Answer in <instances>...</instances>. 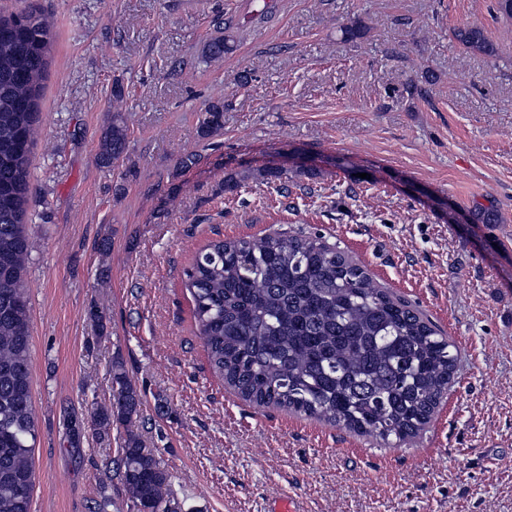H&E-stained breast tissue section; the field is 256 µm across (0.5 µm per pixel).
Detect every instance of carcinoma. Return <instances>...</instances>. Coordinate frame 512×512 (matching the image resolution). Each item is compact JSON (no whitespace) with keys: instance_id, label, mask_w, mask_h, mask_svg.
I'll return each mask as SVG.
<instances>
[{"instance_id":"1","label":"carcinoma","mask_w":512,"mask_h":512,"mask_svg":"<svg viewBox=\"0 0 512 512\" xmlns=\"http://www.w3.org/2000/svg\"><path fill=\"white\" fill-rule=\"evenodd\" d=\"M454 35L467 50L498 55L480 27ZM50 39L35 8L0 16V512H31L35 485L28 205ZM223 118L224 103H209L202 134L222 128ZM127 147L118 110L101 135L100 164L120 161ZM185 276L211 370L257 407L406 442L425 430L453 382L448 337L358 260L316 237L211 241ZM112 372V398L93 423L100 434L125 429L118 470L131 509L180 512L157 449L133 430L140 394L122 362Z\"/></svg>"}]
</instances>
